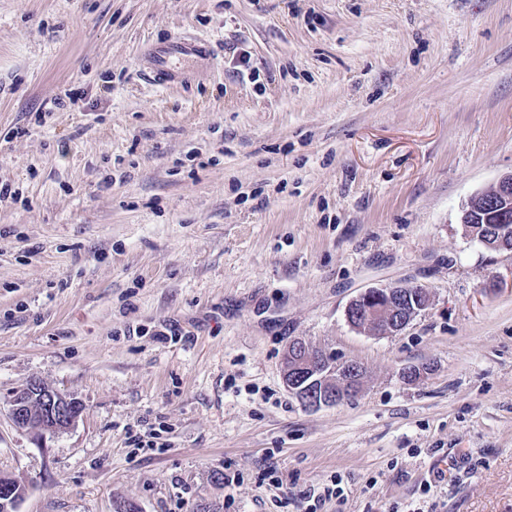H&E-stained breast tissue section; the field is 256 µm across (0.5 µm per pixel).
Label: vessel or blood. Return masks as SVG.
I'll list each match as a JSON object with an SVG mask.
<instances>
[{
	"instance_id": "obj_1",
	"label": "vessel or blood",
	"mask_w": 512,
	"mask_h": 512,
	"mask_svg": "<svg viewBox=\"0 0 512 512\" xmlns=\"http://www.w3.org/2000/svg\"><path fill=\"white\" fill-rule=\"evenodd\" d=\"M213 57L210 42L183 32L170 35L161 43H145L137 63L145 80L160 86H177L203 75Z\"/></svg>"
}]
</instances>
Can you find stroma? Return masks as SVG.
Instances as JSON below:
<instances>
[{
  "mask_svg": "<svg viewBox=\"0 0 512 512\" xmlns=\"http://www.w3.org/2000/svg\"><path fill=\"white\" fill-rule=\"evenodd\" d=\"M183 30L211 71L143 81L140 46ZM510 173L512 0H0L19 512H307L334 479L320 512H512V251L461 222ZM416 283L402 331L348 323ZM295 339L361 392L305 407ZM33 379L82 403L69 430L13 426ZM430 300L429 290L421 285L372 287L349 302L346 317L357 330L393 334L424 311Z\"/></svg>",
  "mask_w": 512,
  "mask_h": 512,
  "instance_id": "35a3bbf8",
  "label": "stroma"
}]
</instances>
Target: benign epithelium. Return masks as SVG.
<instances>
[{
	"instance_id": "1",
	"label": "benign epithelium",
	"mask_w": 512,
	"mask_h": 512,
	"mask_svg": "<svg viewBox=\"0 0 512 512\" xmlns=\"http://www.w3.org/2000/svg\"><path fill=\"white\" fill-rule=\"evenodd\" d=\"M461 223L484 225L481 244L492 251L512 249V173L476 195L462 211ZM429 290L421 285L372 287L353 298L347 307L348 322L373 335L396 333L430 304ZM319 355L296 339L288 345V391L312 408L337 404L356 396L362 388L363 368L342 362L328 373L321 371ZM82 413L80 403L33 380L9 399V414L19 430H68ZM25 491L14 488L13 478L0 474V512H17Z\"/></svg>"
}]
</instances>
